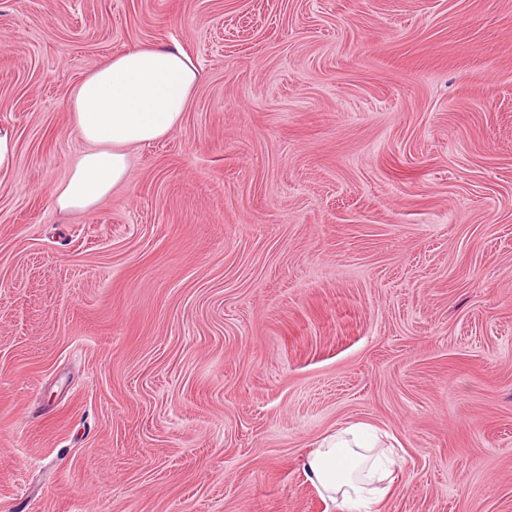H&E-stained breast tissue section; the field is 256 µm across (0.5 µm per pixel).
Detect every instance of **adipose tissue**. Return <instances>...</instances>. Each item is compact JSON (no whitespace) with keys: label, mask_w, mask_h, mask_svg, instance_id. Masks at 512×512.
Segmentation results:
<instances>
[{"label":"adipose tissue","mask_w":512,"mask_h":512,"mask_svg":"<svg viewBox=\"0 0 512 512\" xmlns=\"http://www.w3.org/2000/svg\"><path fill=\"white\" fill-rule=\"evenodd\" d=\"M199 71L177 47L134 45L88 74L72 97V118L89 145L68 178L55 186L50 201L58 211L90 213L124 183L127 150L158 140L179 126ZM397 461L381 458L353 423L324 437L303 461L308 480L335 512H370Z\"/></svg>","instance_id":"adipose-tissue-1"}]
</instances>
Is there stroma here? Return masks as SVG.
Listing matches in <instances>:
<instances>
[{
  "label": "stroma",
  "mask_w": 512,
  "mask_h": 512,
  "mask_svg": "<svg viewBox=\"0 0 512 512\" xmlns=\"http://www.w3.org/2000/svg\"><path fill=\"white\" fill-rule=\"evenodd\" d=\"M202 71L89 214L81 79ZM0 512H326L365 422L373 512H512V0H0ZM366 424L353 423L324 437L303 461L308 480L340 512H368L393 482L394 458L370 454ZM388 483L381 488L378 484Z\"/></svg>",
  "instance_id": "1"
}]
</instances>
